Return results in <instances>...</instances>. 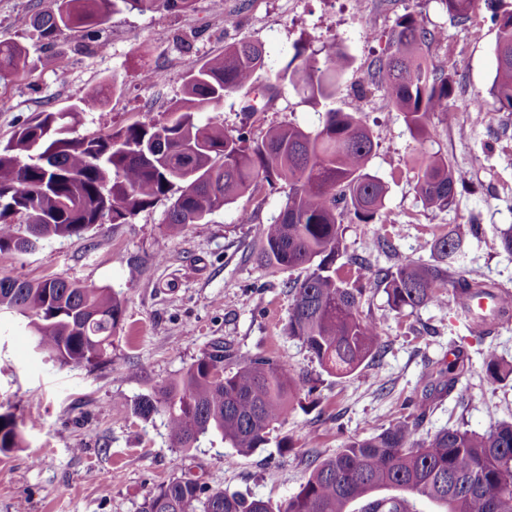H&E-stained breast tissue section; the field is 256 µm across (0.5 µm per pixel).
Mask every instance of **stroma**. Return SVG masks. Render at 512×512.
Returning a JSON list of instances; mask_svg holds the SVG:
<instances>
[{
	"mask_svg": "<svg viewBox=\"0 0 512 512\" xmlns=\"http://www.w3.org/2000/svg\"><path fill=\"white\" fill-rule=\"evenodd\" d=\"M48 4L0 0V41L25 48L31 65L25 76L0 82L2 143L41 112L68 109L115 78L119 89L102 110L82 114L77 136L157 119L181 96L188 63L204 62L234 40L264 45L262 83L291 58L295 43L321 54L332 45L348 52L353 64L328 106H312L288 86L248 118L240 95L228 96L221 117L225 129L245 121L259 137L288 122L313 131L326 108L360 107L375 143L368 168L388 186L390 221L345 220L341 262L349 281L367 287L361 309L379 322L382 348L354 375L338 379L288 336L293 299L284 283L305 277L307 269L275 273L258 255L263 225L286 203L282 183L264 198L242 197L177 230L166 224L169 203L161 200L129 223L106 221L79 237L44 240L0 267V277H64L112 289L123 301L124 323L105 364L63 367L34 353L27 318L0 313V412L14 413L25 436L23 447L0 454V512H139L146 493L175 477L276 506L299 491L309 460L332 456L349 439L400 419L418 420L425 439L444 429L482 433L492 422L512 421V387L490 381L483 367L490 348L512 362V323L480 337L450 307L400 313L383 288L371 285L378 271L435 263L430 245L438 235L476 223L479 235L462 269L512 290V254L501 245L512 228V114L494 112L476 124L466 110L472 98L486 95L495 73L497 30L483 12L459 24L440 0H224L219 7L196 0L186 13L124 11L111 15L97 37L67 31L46 43L23 20ZM408 12L441 31L429 57L456 81V121H434L422 141L368 81L372 62L387 54L388 31ZM46 55L56 56L58 66H38ZM146 69L164 73L165 82L144 81ZM434 153L448 156L468 186L456 207L443 212L427 209L413 190L418 158ZM245 208L255 211V223H241ZM382 237L392 239L395 253L377 248ZM355 256L360 265L352 264ZM218 337L241 354L276 357L313 391L275 423L268 445L249 455L212 437L179 452L161 416L145 421L132 413L139 397L175 379ZM458 350L466 359L458 396L425 398V386ZM284 438L293 449L282 455L277 444Z\"/></svg>",
	"mask_w": 512,
	"mask_h": 512,
	"instance_id": "35a3bbf8",
	"label": "stroma"
}]
</instances>
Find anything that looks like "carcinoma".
I'll list each match as a JSON object with an SVG mask.
<instances>
[{
  "mask_svg": "<svg viewBox=\"0 0 512 512\" xmlns=\"http://www.w3.org/2000/svg\"><path fill=\"white\" fill-rule=\"evenodd\" d=\"M501 0H441L447 13L465 23L478 4L498 27L495 74L489 88L495 111L512 112V11ZM195 0H50L26 25L42 40L64 30L95 33L109 14L168 10L187 12ZM439 41L411 13L391 29L390 52L375 60L371 83L386 92L416 137L429 135L433 120L455 122L453 76L434 65L430 46ZM265 65L259 41L224 45V53L188 64L183 96L164 117L90 137L72 136L81 113L102 108L103 93L81 99L68 112H44L0 143V262L28 252L48 238L81 236L109 219L126 224L162 199L171 201L166 223L176 228L197 224L214 211L255 194L266 185H288L278 219L263 227L261 257L278 269L306 265L302 280L286 283L293 294L288 335L302 341L329 375L351 376L371 361L379 347L377 323L364 316L367 287L351 286L338 275L343 254L340 227L349 216L362 224L387 221L386 188L368 171L374 150L371 131L359 108L329 109L321 126L306 131L282 124L256 138L248 126L224 130L219 118L224 99L239 94L242 111L262 112L280 86L288 84L319 105L336 95L350 57L332 48L323 58L294 45L285 67L266 83L257 81ZM25 50L0 43V81L25 74ZM214 117L201 124L197 114ZM466 184L448 157L432 154L420 164L414 184L426 207L456 206ZM468 238L453 229L436 238L431 250L438 264L408 262L374 282L384 286L389 304L412 311L444 304L440 283L451 286L456 315L468 323L488 314L471 311L480 296L505 295L512 320V294L499 284L459 270ZM29 319L34 349L62 366L96 367L105 361L112 337L124 321L118 294L62 277L29 281L0 278V312ZM487 377L512 383V363L486 351ZM464 370L463 357L439 372L434 391L452 394ZM299 392L286 365L271 356L240 355L222 340L152 394L143 395L133 412L147 420L165 419L173 447L185 452L212 436L240 454L268 443L270 426L288 414ZM24 443L12 412L0 413V453ZM398 490L436 503L442 512H512V422L485 433L447 429L430 440L417 438L416 424L401 420L379 433L353 438L336 455L316 460L298 493L276 507L261 499L221 489L207 490L191 479L174 478L150 491L140 512H349L365 502L364 512H407Z\"/></svg>",
  "mask_w": 512,
  "mask_h": 512,
  "instance_id": "cac0c4a2",
  "label": "carcinoma"
}]
</instances>
